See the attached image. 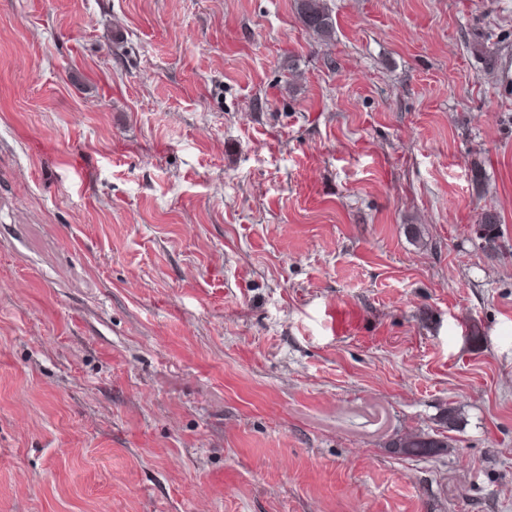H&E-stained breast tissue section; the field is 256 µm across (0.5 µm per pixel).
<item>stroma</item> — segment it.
Wrapping results in <instances>:
<instances>
[{
  "mask_svg": "<svg viewBox=\"0 0 512 512\" xmlns=\"http://www.w3.org/2000/svg\"><path fill=\"white\" fill-rule=\"evenodd\" d=\"M327 5L0 0V512H512V0ZM298 15L304 26L321 42L335 34V21L324 0H296ZM499 222L500 220L495 213L490 211L481 213L478 223L481 232L475 237L481 241L482 247L487 251L497 252L501 248L503 233ZM446 430L436 433L412 431L396 435L385 443V448H396L407 456L430 458L443 454L451 448V438L444 435Z\"/></svg>",
  "mask_w": 512,
  "mask_h": 512,
  "instance_id": "obj_1",
  "label": "stroma"
}]
</instances>
